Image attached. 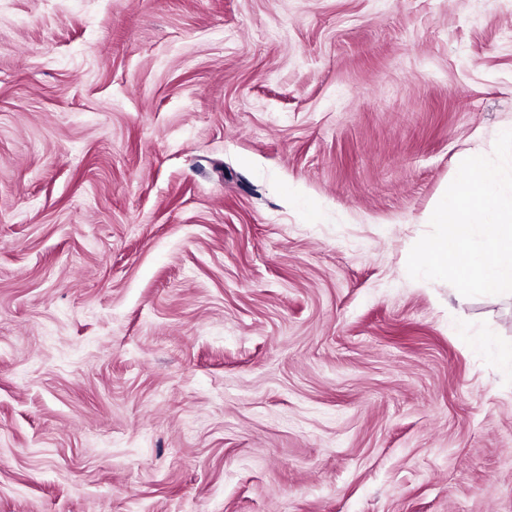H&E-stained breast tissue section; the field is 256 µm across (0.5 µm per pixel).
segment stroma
Here are the masks:
<instances>
[{"label":"stroma","instance_id":"1","mask_svg":"<svg viewBox=\"0 0 512 512\" xmlns=\"http://www.w3.org/2000/svg\"><path fill=\"white\" fill-rule=\"evenodd\" d=\"M509 124L512 0H0V512H512V298L407 273Z\"/></svg>","mask_w":512,"mask_h":512}]
</instances>
